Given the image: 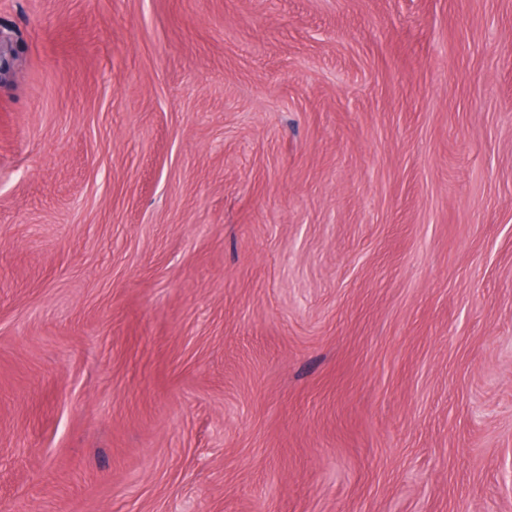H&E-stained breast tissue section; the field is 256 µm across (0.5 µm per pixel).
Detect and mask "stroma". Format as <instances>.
<instances>
[{
  "label": "stroma",
  "instance_id": "1",
  "mask_svg": "<svg viewBox=\"0 0 512 512\" xmlns=\"http://www.w3.org/2000/svg\"><path fill=\"white\" fill-rule=\"evenodd\" d=\"M0 512H512V0H0Z\"/></svg>",
  "mask_w": 512,
  "mask_h": 512
}]
</instances>
